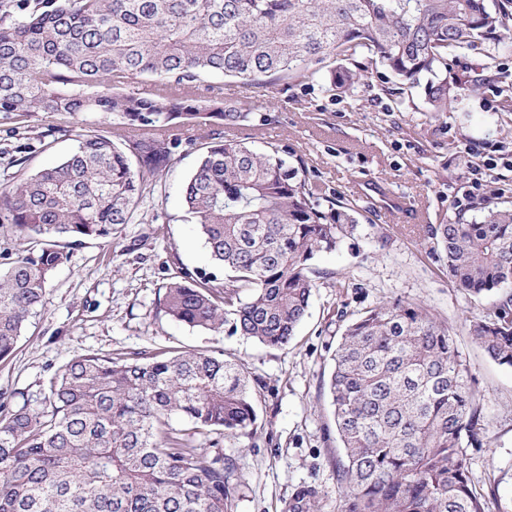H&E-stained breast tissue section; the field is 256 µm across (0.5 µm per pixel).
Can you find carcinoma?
Here are the masks:
<instances>
[{"label":"carcinoma","instance_id":"cac0c4a2","mask_svg":"<svg viewBox=\"0 0 512 512\" xmlns=\"http://www.w3.org/2000/svg\"><path fill=\"white\" fill-rule=\"evenodd\" d=\"M484 44L512 48V0H0V113L74 118L55 127L74 141L63 159L31 171L20 156L0 184V227L16 242L0 275V360L67 248L142 222L141 200L192 150L185 218L224 282L174 276L161 309L288 348L321 287L312 262L357 239V210L324 196L303 159L225 137L251 112L224 104L220 80L248 91L321 80L346 94L379 64L446 112L448 61ZM145 79L154 94L127 91ZM82 112H110L119 130L87 129ZM195 126L208 132L183 136ZM478 210L422 231L455 288L493 296L466 329L512 368V206ZM336 328L326 388L345 451L340 512H485L468 458L484 445L483 407L448 326L387 301L337 311ZM248 376L239 359L195 350L71 359L0 417V512H233L237 465L220 445L253 434ZM285 512H324L322 491L297 487Z\"/></svg>","mask_w":512,"mask_h":512}]
</instances>
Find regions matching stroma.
Instances as JSON below:
<instances>
[{
	"label": "stroma",
	"instance_id": "stroma-1",
	"mask_svg": "<svg viewBox=\"0 0 512 512\" xmlns=\"http://www.w3.org/2000/svg\"><path fill=\"white\" fill-rule=\"evenodd\" d=\"M494 56L488 70L480 53L451 66L448 79L462 93L449 112L430 111L420 90L401 89L382 69L339 97L320 84L298 82L257 93L255 104L265 106L274 123L241 126L231 138L288 146L327 194L359 209L355 244L314 261L318 271L349 277L348 292L317 289L288 349L192 328L159 307V288L176 274L224 276L196 226L183 219L181 188L197 160L190 151L141 202L146 223L123 225L109 243L70 246L43 307L13 355L0 361V392L39 391L71 358L90 352L131 358L181 348L235 355L257 386V430L246 450L233 440L223 443L237 458L241 481L234 512H283L302 483L319 487L326 512H337L342 449L325 388L339 340L336 311L415 302L448 323L483 398L486 443L468 451L471 480L486 512H512V369L495 364L467 336L464 320L475 302L449 281L444 253L432 250L421 232L460 213L475 216L472 204L480 199L512 202V49ZM475 79L483 86L472 94L467 87ZM62 121L41 112L21 124L0 119V182L12 172L16 146L27 148L33 170L66 154L71 140L58 139L47 151L38 139ZM478 164L483 170L476 181L469 170Z\"/></svg>",
	"mask_w": 512,
	"mask_h": 512
}]
</instances>
